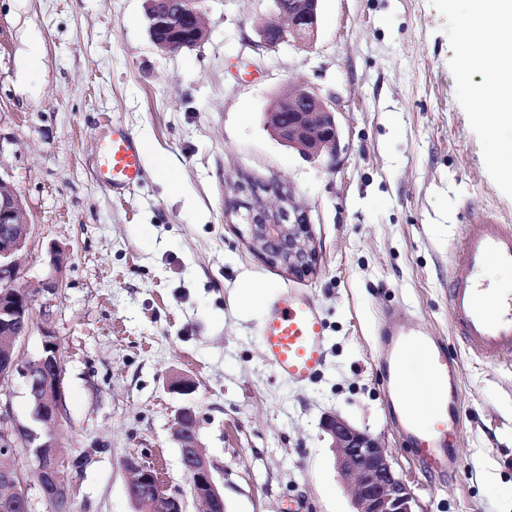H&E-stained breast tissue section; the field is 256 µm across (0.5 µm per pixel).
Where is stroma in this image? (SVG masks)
Listing matches in <instances>:
<instances>
[{"label": "stroma", "mask_w": 512, "mask_h": 512, "mask_svg": "<svg viewBox=\"0 0 512 512\" xmlns=\"http://www.w3.org/2000/svg\"><path fill=\"white\" fill-rule=\"evenodd\" d=\"M208 37L164 54L142 0H0V173L30 224L19 287L36 288L50 247L67 259L56 296L20 345H59L65 417L56 430L78 512H135L125 467H155L198 512L174 437L192 405L226 512H351L353 483L321 422L338 415L378 436L418 512H512V364L455 336L448 276L472 214L512 220V184L489 168L473 119L474 77L458 55L459 0H322L312 47H261L271 0H202ZM305 84L336 105V157L306 159L264 125L270 101ZM116 123L143 148V177L115 196L97 178L98 139ZM291 190L318 260L288 274L253 246L236 185ZM251 280L273 298L313 296L328 326L326 366L301 386L266 361L264 306L241 308ZM405 309L460 362V468L433 479L386 418L377 370L384 311ZM193 381L191 394L171 380Z\"/></svg>", "instance_id": "stroma-1"}]
</instances>
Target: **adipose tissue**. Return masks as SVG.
<instances>
[{"label":"adipose tissue","mask_w":512,"mask_h":512,"mask_svg":"<svg viewBox=\"0 0 512 512\" xmlns=\"http://www.w3.org/2000/svg\"><path fill=\"white\" fill-rule=\"evenodd\" d=\"M465 39L459 64L463 71L481 74L472 100L480 106L478 122H490L491 140L496 146L490 157L492 167L512 164V49L502 33L512 24V0H467Z\"/></svg>","instance_id":"adipose-tissue-1"}]
</instances>
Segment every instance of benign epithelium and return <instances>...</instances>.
I'll return each instance as SVG.
<instances>
[{
  "label": "benign epithelium",
  "instance_id": "1",
  "mask_svg": "<svg viewBox=\"0 0 512 512\" xmlns=\"http://www.w3.org/2000/svg\"><path fill=\"white\" fill-rule=\"evenodd\" d=\"M275 13L285 24L267 22L259 28L260 44L273 48L287 40L309 46L317 38L320 0H273ZM150 41L159 52L175 53L201 44L206 38L199 0H145ZM264 123L281 144L307 159L335 154L340 132L331 101L312 88L293 85L277 94L264 113ZM277 204L268 207L260 198L240 201L234 213L245 209L247 233L266 259L292 275L314 269L316 250L312 244L306 212L293 202L290 192L274 189ZM30 224L23 200L14 184L0 174V392L15 376L23 378L31 402V423L0 429V454L13 458L23 449L37 463L42 489L59 500H74V487L60 481L65 452L55 428L64 419L62 365L55 337L44 332L43 350L36 359L23 357L17 346L34 322L39 294H57L65 254L51 249L48 276L35 289H19L18 256L26 249ZM175 438L181 462L190 476L191 493L202 510L216 512L224 497L216 485L211 465L201 452L199 421L194 407L178 410ZM322 429L331 440L337 469L353 478L352 512H416L415 498L396 472L388 448L381 439L337 415H327ZM126 467L131 473L127 493L136 512H184L182 499L166 493L153 466L132 457ZM0 507L21 503L30 512L27 480L14 464L0 465Z\"/></svg>",
  "mask_w": 512,
  "mask_h": 512
}]
</instances>
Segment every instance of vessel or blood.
<instances>
[{
	"label": "vessel or blood",
	"mask_w": 512,
	"mask_h": 512,
	"mask_svg": "<svg viewBox=\"0 0 512 512\" xmlns=\"http://www.w3.org/2000/svg\"><path fill=\"white\" fill-rule=\"evenodd\" d=\"M143 170L137 139L123 126H106L100 136L97 176L109 191L120 193L139 183ZM512 270V225L485 214L467 220L457 245L448 284V311L468 348L496 363L512 359V289H501L494 302L485 298L484 272ZM377 368L390 399L387 417L413 458L428 472H455L460 417L458 359L446 341L431 336L407 312L386 314L380 328ZM265 358L288 381L306 384L323 371L327 325L315 299L295 289L281 290L270 301L259 329ZM423 357L440 398L430 416L400 400V373L408 356Z\"/></svg>",
	"instance_id": "b4317fda"
}]
</instances>
